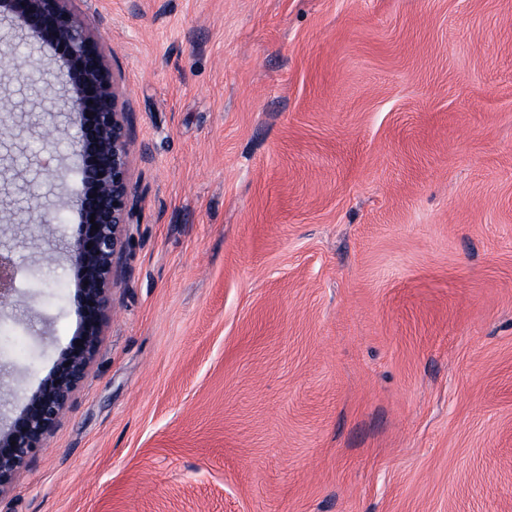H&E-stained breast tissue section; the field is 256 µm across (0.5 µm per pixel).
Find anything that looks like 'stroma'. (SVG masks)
Returning <instances> with one entry per match:
<instances>
[{
    "instance_id": "1",
    "label": "stroma",
    "mask_w": 512,
    "mask_h": 512,
    "mask_svg": "<svg viewBox=\"0 0 512 512\" xmlns=\"http://www.w3.org/2000/svg\"><path fill=\"white\" fill-rule=\"evenodd\" d=\"M137 218L0 512H512V0H73ZM0 195V427L76 336L79 233ZM18 263L9 251L0 248V306L11 303L18 295Z\"/></svg>"
}]
</instances>
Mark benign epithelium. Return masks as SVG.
<instances>
[{
    "label": "benign epithelium",
    "mask_w": 512,
    "mask_h": 512,
    "mask_svg": "<svg viewBox=\"0 0 512 512\" xmlns=\"http://www.w3.org/2000/svg\"><path fill=\"white\" fill-rule=\"evenodd\" d=\"M4 13L17 22L19 40L53 50L64 94L61 99L45 98L42 112L50 117L66 115L77 130L68 149L73 168L81 175L75 192L80 232L70 250L77 272L81 327L48 377L26 397L9 429L0 430V492L11 486L17 473L44 448L47 433L87 377L113 285L114 260L135 213L125 102L91 19L76 12L71 0H0V15ZM0 71L11 72L21 86L36 89V80L9 52L0 54ZM17 276L15 256L0 249V306L17 297Z\"/></svg>",
    "instance_id": "7a95c632"
}]
</instances>
